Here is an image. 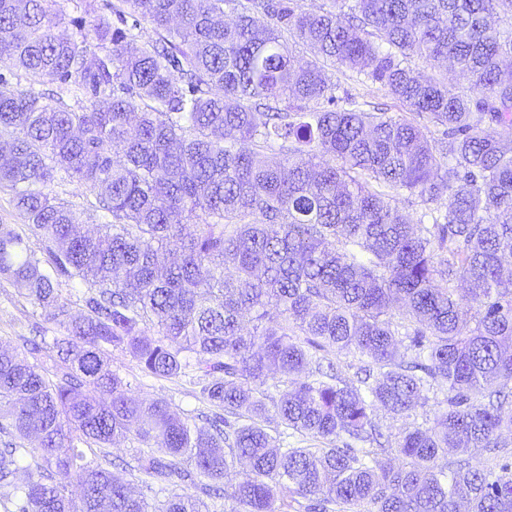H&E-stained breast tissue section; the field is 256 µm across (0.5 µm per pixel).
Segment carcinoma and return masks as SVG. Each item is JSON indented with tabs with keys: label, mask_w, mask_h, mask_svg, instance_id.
<instances>
[{
	"label": "carcinoma",
	"mask_w": 512,
	"mask_h": 512,
	"mask_svg": "<svg viewBox=\"0 0 512 512\" xmlns=\"http://www.w3.org/2000/svg\"><path fill=\"white\" fill-rule=\"evenodd\" d=\"M66 2L0 0V188L47 241L1 224L0 275L59 327L29 349L49 368L0 349L4 512H204L192 488L224 512H512V460L470 464L512 435V0H103L89 22ZM336 64L407 112L337 95ZM14 68L92 108L11 86ZM60 175L100 190L96 233ZM400 191L436 208L413 221ZM115 350L150 377L201 373L207 426L132 396ZM328 351L366 358L364 378L323 370ZM436 382L430 426L357 447L376 409L406 415ZM283 428L327 447H284ZM129 436L137 477L182 487L157 509L110 470Z\"/></svg>",
	"instance_id": "1"
}]
</instances>
